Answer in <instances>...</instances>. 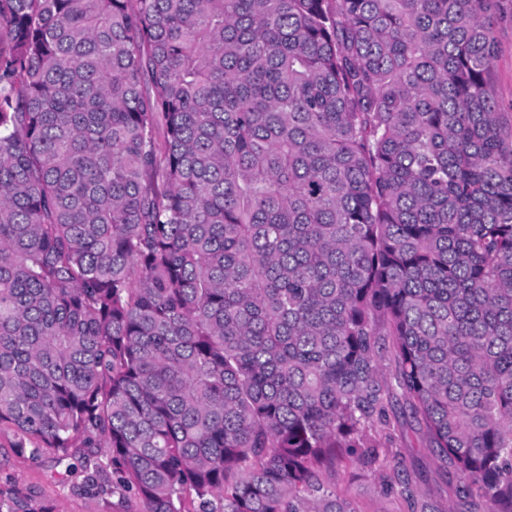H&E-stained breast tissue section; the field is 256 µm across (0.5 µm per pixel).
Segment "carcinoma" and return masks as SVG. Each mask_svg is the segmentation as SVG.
<instances>
[{"label": "carcinoma", "mask_w": 512, "mask_h": 512, "mask_svg": "<svg viewBox=\"0 0 512 512\" xmlns=\"http://www.w3.org/2000/svg\"><path fill=\"white\" fill-rule=\"evenodd\" d=\"M499 3L0 0L15 453L135 512H358L327 475L400 396L512 512Z\"/></svg>", "instance_id": "carcinoma-1"}]
</instances>
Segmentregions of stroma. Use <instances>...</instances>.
Returning a JSON list of instances; mask_svg holds the SVG:
<instances>
[{
    "instance_id": "obj_1",
    "label": "stroma",
    "mask_w": 512,
    "mask_h": 512,
    "mask_svg": "<svg viewBox=\"0 0 512 512\" xmlns=\"http://www.w3.org/2000/svg\"><path fill=\"white\" fill-rule=\"evenodd\" d=\"M497 55L493 65L497 100L501 111L512 112V0H502V16L496 25ZM394 424L392 452L372 465L344 461L329 481L338 493L351 499L358 512H410L399 495L400 478H408L415 503L429 512H467L454 493L455 479L429 448L424 433L404 402L389 410ZM14 429L0 427V478L11 476L19 485L38 492L57 512H123L117 497L98 495L83 488L81 474L60 479L51 458L34 463L14 452ZM403 472H396V459Z\"/></svg>"
}]
</instances>
